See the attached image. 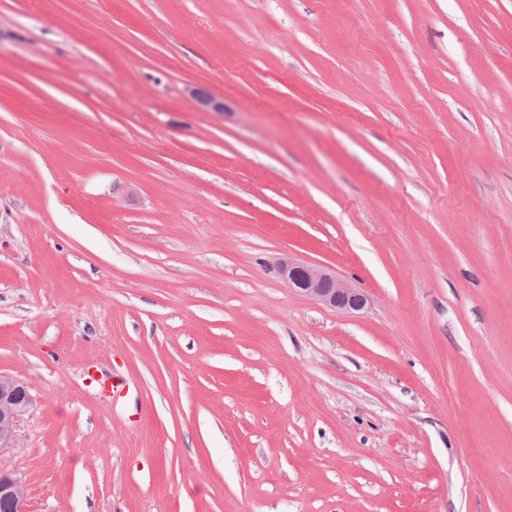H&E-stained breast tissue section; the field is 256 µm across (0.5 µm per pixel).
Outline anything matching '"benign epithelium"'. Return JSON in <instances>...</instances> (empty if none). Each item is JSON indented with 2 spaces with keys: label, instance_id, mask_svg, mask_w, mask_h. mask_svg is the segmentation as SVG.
I'll use <instances>...</instances> for the list:
<instances>
[{
  "label": "benign epithelium",
  "instance_id": "benign-epithelium-1",
  "mask_svg": "<svg viewBox=\"0 0 512 512\" xmlns=\"http://www.w3.org/2000/svg\"><path fill=\"white\" fill-rule=\"evenodd\" d=\"M192 95L202 110L224 111V102L206 90L195 89ZM269 272L303 296L338 311L354 314L368 303L363 291L322 265L285 255L269 266ZM31 403L28 387L16 377L0 372V452L20 447L17 427ZM26 499L24 481L0 467V508L4 512H27Z\"/></svg>",
  "mask_w": 512,
  "mask_h": 512
}]
</instances>
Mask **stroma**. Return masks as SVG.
Segmentation results:
<instances>
[{
	"instance_id": "stroma-1",
	"label": "stroma",
	"mask_w": 512,
	"mask_h": 512,
	"mask_svg": "<svg viewBox=\"0 0 512 512\" xmlns=\"http://www.w3.org/2000/svg\"><path fill=\"white\" fill-rule=\"evenodd\" d=\"M0 372L29 512H512V0H0ZM269 272L288 288L338 311L354 314L362 311L368 303L363 291L336 275L333 269L322 265L285 255L269 266ZM31 403L28 387L16 377L0 372V453L21 448L17 427Z\"/></svg>"
}]
</instances>
